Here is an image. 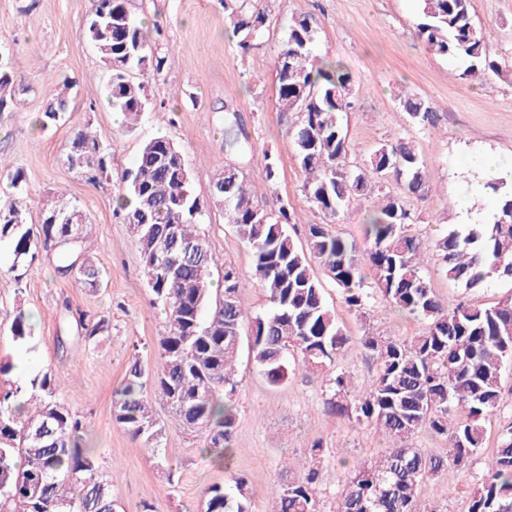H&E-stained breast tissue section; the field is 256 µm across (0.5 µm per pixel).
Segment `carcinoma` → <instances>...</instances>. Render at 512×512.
Segmentation results:
<instances>
[{"instance_id":"carcinoma-1","label":"carcinoma","mask_w":512,"mask_h":512,"mask_svg":"<svg viewBox=\"0 0 512 512\" xmlns=\"http://www.w3.org/2000/svg\"><path fill=\"white\" fill-rule=\"evenodd\" d=\"M131 0H96L86 38L107 73L105 99L112 111L135 125L148 109L144 86L134 72H160L162 33L148 27L130 8ZM267 0H224L229 31L242 52L267 21ZM416 29L427 48L459 63L462 78L481 81L503 72L471 13V0H418ZM316 21L302 15L281 41L275 69L277 104L298 115L293 131L294 160L305 174L302 191L327 222L309 224L306 241L294 234L288 205L269 210L260 203L255 183L271 185L279 177L278 159L265 162L249 180L228 166L215 179L224 186V223L233 225L252 251L253 276L266 293L268 310L251 317L239 300L236 268L213 253L197 231L204 203L190 189L191 173L179 146L168 138L144 142L135 165L124 172L115 195V211L132 228L143 259L144 276L155 304L165 312L154 368L135 357L113 392V418L160 463L164 428L144 396L152 385L183 428L206 432L202 452L230 468L237 423L235 362L242 347V327L251 325L249 351L259 373L271 386L288 378L297 364L321 372L334 369L337 354L358 342L376 365L366 387L352 375L329 379L328 408L354 426L382 429L392 446L354 468L336 501V512H441L421 500L422 484L467 470L483 445V423L502 400V376L512 370V294L489 306L451 304L434 293L421 271L422 244L412 233L413 218L397 194L382 192V180L394 175L409 193H420L429 180L427 167L412 142L390 139L371 154L369 168L351 169L341 114L354 108L351 79L337 62L315 54ZM14 75L0 68V107L12 103ZM403 111L420 126H433L437 112L428 101L405 94ZM63 97L48 104L43 126L66 112ZM72 147L85 156L70 168L107 169L109 154L81 129ZM224 148L244 159L250 134L238 109L224 104ZM13 188L0 198V241L11 244V264L0 276H13L46 257L55 271L92 292L103 271L86 234L76 237L82 221L75 206L58 199L32 217L23 205L26 178L19 168L6 171ZM497 195L494 221L449 231L437 240L448 280L466 291L486 287L494 277L512 281V187L490 184ZM379 190L378 205L365 225L364 241L332 231V219L358 196ZM322 266L343 289L349 309L368 315L374 295L424 320L411 339L383 338L365 332L354 337L327 305L313 265ZM373 273L372 290L364 288L362 270ZM224 273V300L212 299L215 271ZM0 326V341L24 343L31 328L22 310ZM79 338L95 344L109 335L104 317L75 319ZM0 361V512H116L108 482L98 474V458L81 447L87 424L57 397L58 383L45 373L21 384ZM429 427L448 440V451L432 454L412 444L416 432ZM322 444L316 442L299 463V475L274 484L271 512H320L317 488L322 479ZM205 512H249L245 478L213 484L204 491ZM512 506V433L505 435L487 463L486 476L470 493L463 512H498Z\"/></svg>"}]
</instances>
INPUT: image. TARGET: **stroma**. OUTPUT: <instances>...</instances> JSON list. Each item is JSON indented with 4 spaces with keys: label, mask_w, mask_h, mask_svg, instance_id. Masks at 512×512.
<instances>
[{
    "label": "stroma",
    "mask_w": 512,
    "mask_h": 512,
    "mask_svg": "<svg viewBox=\"0 0 512 512\" xmlns=\"http://www.w3.org/2000/svg\"><path fill=\"white\" fill-rule=\"evenodd\" d=\"M472 6L486 41L512 67V0H472ZM130 7L146 24L162 29L159 51L167 63L161 72L142 76L150 105L129 129L105 102L104 65L85 37L95 0H0V59L19 87L14 104L0 112V160L23 170L31 213L60 192L83 212L88 243L105 270L104 286L95 292L56 276L43 260L27 268L21 284L0 278V310L22 309L32 327L26 343L0 345V359L11 361L12 378L23 384L47 372L58 378L59 399L87 423L85 445L98 456L117 512H143L147 503L159 512H203L204 489L225 483L232 472L249 483L250 512H269L273 481L295 477L294 462L317 440L326 454L319 506L321 512H335L349 466L370 461L389 441L375 426L355 427L328 411L322 374L299 368L272 387L251 356L242 354L236 366V454L227 468L203 455L204 434L184 430L153 389L144 395L165 429L162 445L170 469L159 468L143 443L113 421L112 393L133 354L154 363L165 330L138 245L113 212L115 187L134 166L142 143L160 136L175 141L193 175L195 195L208 205L198 225L201 235L239 272L243 307L254 315L264 312L268 302L253 277L251 249L225 223L223 203L211 197L213 179L234 160L224 149L221 108L237 106L251 135L247 176H255L265 154L280 160L278 181L262 190L269 206L289 204L301 233L322 223L323 215L301 192L304 175L288 135L293 120L276 106L277 48L291 19L310 14L317 20L316 53L338 61L355 91L354 108L343 116L347 164L365 167L373 150L394 137L414 142L430 179L425 191L408 196L405 204L426 252L425 277L440 297L487 305L511 294L512 282L494 279L487 288L464 291L443 273L435 244L457 227V199L477 179L462 165L467 153L478 150L497 159L501 178L512 180V74L492 75L480 84L460 79L457 64L434 55L418 38V0H269L268 29L246 54L227 33L224 0H131ZM408 92L436 110L435 126L416 125L402 110L399 99ZM61 95L68 103L63 119L42 126L44 108ZM85 127L111 156L106 172L84 173L66 163L75 131ZM315 274L328 306L352 335L370 330L404 339L424 326L380 298L368 316H358L323 268ZM79 311L109 319V336L94 348L75 338L67 351H58L60 325ZM502 395L469 469L423 485L422 499L441 512H461L484 477L488 458L512 430V372L502 378Z\"/></svg>",
    "instance_id": "1"
}]
</instances>
